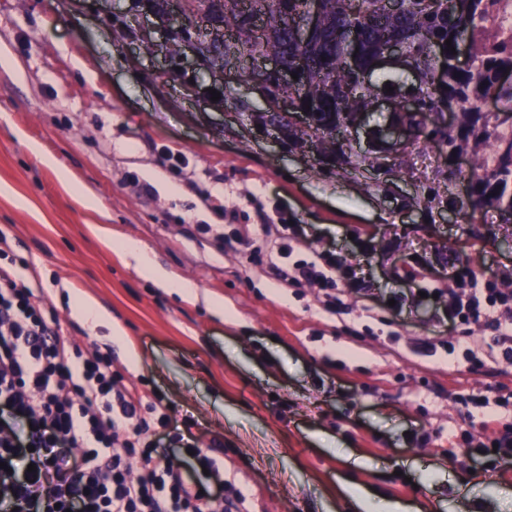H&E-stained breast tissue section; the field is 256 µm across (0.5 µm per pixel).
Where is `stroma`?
Returning a JSON list of instances; mask_svg holds the SVG:
<instances>
[{
  "mask_svg": "<svg viewBox=\"0 0 512 512\" xmlns=\"http://www.w3.org/2000/svg\"><path fill=\"white\" fill-rule=\"evenodd\" d=\"M162 19L141 0H0V230L59 336L111 350L123 384L170 401L161 450L181 462L177 433L213 454L230 512H353L336 483L351 457V480L420 512H512V468L450 447L481 433L473 397L512 395V362L473 371L448 350L453 269L512 289V221L463 203L472 157L382 142L357 171L270 137L248 63L227 79L186 46L166 53ZM290 222L293 260L355 270L341 313L270 269ZM129 241L198 299L157 287ZM79 296L106 314L95 329Z\"/></svg>",
  "mask_w": 512,
  "mask_h": 512,
  "instance_id": "stroma-1",
  "label": "stroma"
}]
</instances>
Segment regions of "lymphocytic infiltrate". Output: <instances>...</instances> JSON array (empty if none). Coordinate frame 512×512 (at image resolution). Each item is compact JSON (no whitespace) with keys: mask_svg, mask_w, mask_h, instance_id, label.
<instances>
[{"mask_svg":"<svg viewBox=\"0 0 512 512\" xmlns=\"http://www.w3.org/2000/svg\"><path fill=\"white\" fill-rule=\"evenodd\" d=\"M293 247L282 239L268 263L280 279L324 292L323 308L339 313L335 261L316 259L280 267ZM448 295L456 346L472 368L483 365L471 348V325L493 326L495 346L512 357V290L455 271ZM33 288L0 266V512H224V486L200 488L146 434L168 417L163 399L122 385L111 354L66 343L53 327L51 307L35 303ZM481 422L486 439L465 434L473 455L512 464V419L489 411ZM82 451L72 463L70 449ZM139 473L130 476L131 460Z\"/></svg>","mask_w":512,"mask_h":512,"instance_id":"obj_1","label":"lymphocytic infiltrate"}]
</instances>
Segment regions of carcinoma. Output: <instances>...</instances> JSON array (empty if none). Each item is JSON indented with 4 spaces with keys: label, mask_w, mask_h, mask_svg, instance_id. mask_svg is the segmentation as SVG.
<instances>
[{
    "label": "carcinoma",
    "mask_w": 512,
    "mask_h": 512,
    "mask_svg": "<svg viewBox=\"0 0 512 512\" xmlns=\"http://www.w3.org/2000/svg\"><path fill=\"white\" fill-rule=\"evenodd\" d=\"M195 2L207 5L224 26H238V14L222 11L221 0ZM470 2L469 13L460 16L450 5L440 12L433 11L429 0H403L397 14L387 9L384 0H323L324 13L336 28H353L352 45L326 35L319 57L313 59L314 71L295 94L302 100L321 101L319 121L326 124L334 120L340 126L346 115L366 111L388 84L394 87L390 95L409 94L417 99V111L407 113L404 119L419 133L435 138L443 131L429 126V114L439 111L442 100H453L457 131L447 136L449 155L470 151L476 157L484 147H490L478 162L480 173L471 183L468 205L474 210L492 206L506 214L512 212V126L491 124L492 117L484 111V104L493 96L512 111V85L499 82L502 72L512 71V15L504 10V0ZM254 5L265 15L268 35L263 39L250 34L246 42L279 55L284 66L293 67L299 49L282 29L284 19L275 0H254ZM448 39L454 47L461 40L468 42L469 67L450 65L437 70L430 47L437 42L449 55ZM392 40L406 44L412 52L416 83L408 87L391 73L380 83L371 79L358 82L357 73L373 72L380 49ZM437 71L440 75L435 81Z\"/></svg>",
    "instance_id": "1"
}]
</instances>
